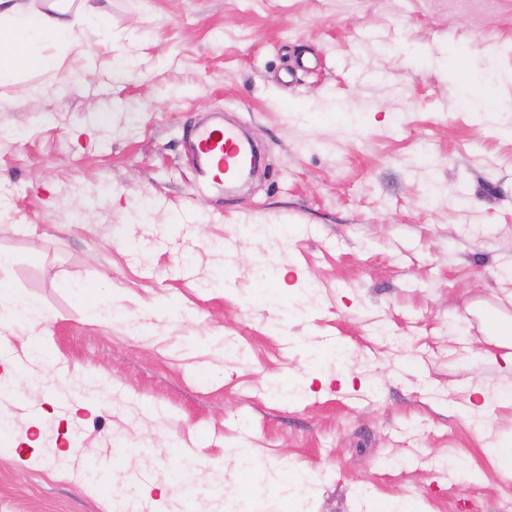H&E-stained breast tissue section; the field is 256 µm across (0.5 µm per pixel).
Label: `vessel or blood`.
<instances>
[{"instance_id": "obj_1", "label": "vessel or blood", "mask_w": 512, "mask_h": 512, "mask_svg": "<svg viewBox=\"0 0 512 512\" xmlns=\"http://www.w3.org/2000/svg\"><path fill=\"white\" fill-rule=\"evenodd\" d=\"M188 150L210 186L218 191L238 174L247 154L237 133L221 124L198 130Z\"/></svg>"}]
</instances>
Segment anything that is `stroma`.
<instances>
[{"mask_svg":"<svg viewBox=\"0 0 512 512\" xmlns=\"http://www.w3.org/2000/svg\"><path fill=\"white\" fill-rule=\"evenodd\" d=\"M103 7L111 38L0 86V280L53 318L0 334V512H271L281 473L284 512H512L470 314H512V0ZM218 111L263 152L221 194L184 146Z\"/></svg>","mask_w":512,"mask_h":512,"instance_id":"obj_1","label":"stroma"}]
</instances>
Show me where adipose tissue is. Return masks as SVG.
<instances>
[{"label":"adipose tissue","mask_w":512,"mask_h":512,"mask_svg":"<svg viewBox=\"0 0 512 512\" xmlns=\"http://www.w3.org/2000/svg\"><path fill=\"white\" fill-rule=\"evenodd\" d=\"M92 26L109 35L106 15L83 5L76 11L50 0L37 8L34 0H0V85L16 81L32 71H57L62 59L79 46L77 29ZM38 304L9 284L0 281V329L40 319Z\"/></svg>","instance_id":"1"}]
</instances>
